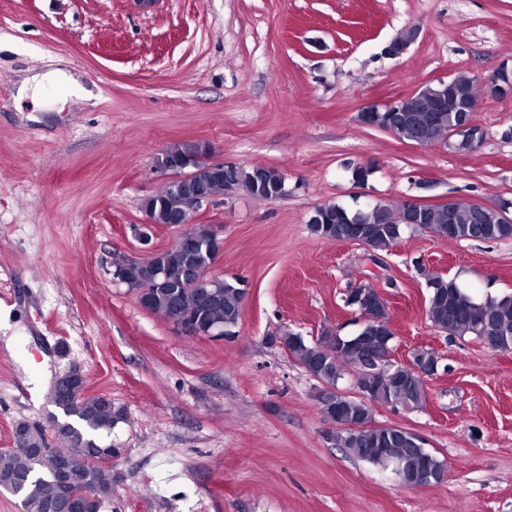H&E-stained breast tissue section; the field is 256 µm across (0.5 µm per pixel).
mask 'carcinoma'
<instances>
[{
    "label": "carcinoma",
    "mask_w": 512,
    "mask_h": 512,
    "mask_svg": "<svg viewBox=\"0 0 512 512\" xmlns=\"http://www.w3.org/2000/svg\"><path fill=\"white\" fill-rule=\"evenodd\" d=\"M449 85L441 114L426 111L428 96L440 89L437 84H428L398 101L397 111L377 113L373 122L401 140L412 141L418 136L425 145L442 142L450 133L454 111L464 102L476 104L478 95L476 79L464 73L450 77ZM203 148L204 144L199 142L176 143L166 150L164 158L168 162L195 161ZM285 185L286 178L278 169L236 164L224 170L223 180L216 182L213 190L226 195L242 191L254 198L273 200L281 197ZM145 209L154 223L169 224L172 215L182 209V198L152 197L145 202ZM405 226L404 208L386 205H375L356 215L343 206L323 204L318 206L310 224L318 237L357 241L377 251L390 250ZM412 227L426 229L441 240L512 238V224L504 223L500 211L493 207L428 206L417 214ZM182 237L185 245L167 249L159 264L147 262L134 269L132 278L137 284L152 285L160 266L177 271L198 259H207L205 249L211 243L209 226L193 225L182 232ZM427 287L429 316L439 331L472 336L492 350H512V294L478 303L455 279L441 274L428 277ZM211 292L204 299L191 289L153 288L145 295L144 305L175 324L191 320L201 330L215 322L236 327L245 299L244 289L226 281L224 287L213 288ZM357 293L374 307V316L386 317L384 306L370 286H360ZM375 327V321L370 320L358 335L338 337L332 348L322 339L309 343L290 331L279 333L278 341L284 352L325 386H336L345 366L357 368L358 386L374 398L372 402L348 399L342 410L328 397L321 398L320 411L326 421L336 420V414L341 412L345 420L355 424L353 428L332 431L329 440L333 445L352 457L391 471L400 482L403 478L397 471L398 465L424 459L428 473L417 483H437L443 477L445 463L422 445L419 436L401 427L374 424L375 402L414 408L426 400L425 381L420 374L408 366L386 365L390 345L366 340L375 335ZM53 404L62 411L64 420L52 417L51 439H46L43 427L32 425L26 434L15 438L18 450L0 451V489H23L24 512H55V499L86 492L102 502L112 498L111 466L105 459L106 455L115 454V449L103 445L99 436L112 431L121 413L106 396L83 397L73 405L66 388L57 393ZM47 443L49 451H37Z\"/></svg>",
    "instance_id": "carcinoma-1"
}]
</instances>
